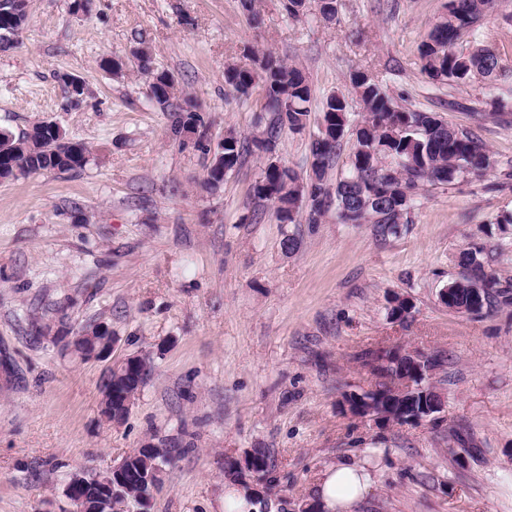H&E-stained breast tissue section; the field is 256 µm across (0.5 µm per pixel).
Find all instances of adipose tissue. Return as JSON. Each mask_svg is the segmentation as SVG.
Returning <instances> with one entry per match:
<instances>
[{
    "label": "adipose tissue",
    "mask_w": 512,
    "mask_h": 512,
    "mask_svg": "<svg viewBox=\"0 0 512 512\" xmlns=\"http://www.w3.org/2000/svg\"><path fill=\"white\" fill-rule=\"evenodd\" d=\"M371 486L372 476L364 467L345 461L324 471L315 486L314 497L322 512H349Z\"/></svg>",
    "instance_id": "obj_1"
}]
</instances>
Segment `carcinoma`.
I'll return each instance as SVG.
<instances>
[{"mask_svg":"<svg viewBox=\"0 0 512 512\" xmlns=\"http://www.w3.org/2000/svg\"><path fill=\"white\" fill-rule=\"evenodd\" d=\"M454 8L447 14V22L436 24L419 46L421 71L431 80L456 83L469 81L473 76L490 77L499 67L498 57L488 49L478 46L464 53L456 50V42L448 37V30H456L457 42L469 37L474 26L497 7V0H451ZM15 0H0V46L10 43L15 36L16 25L10 20ZM139 67L151 77L149 85L152 97L161 105L169 104L180 94L174 77L166 71L151 69V58L140 61ZM262 83L265 103L262 111L271 114L263 132L274 141L281 129H304L309 121L311 88L302 71L280 59L271 51L255 54L254 66L230 65L224 70V83L241 95H247L256 83ZM351 82L365 112L361 124H348L349 106L346 99L336 94L325 97L321 105V117L316 135L327 140H311L309 150L313 162L310 173L300 191H288L279 198L281 206L276 216L283 224L294 222L296 209L308 207V223L317 224L330 209L345 224H372L378 236L386 237L397 231L400 225L412 223L411 214L419 185H448L460 178L481 176L488 168V149L474 135L464 129L448 125L431 112H420L398 105L381 87L364 72L356 70ZM174 125L175 135L187 142L201 141V118L197 105L191 101L177 108ZM353 140L345 169L328 184V170L344 149L345 139ZM259 149L256 138L233 134L224 141V170L208 171L207 183L217 187L224 176L242 165L247 157ZM89 148L67 137L62 129L56 132L35 124L20 136L0 130V178L13 179L19 175L44 171H68L83 167L88 161ZM299 180L289 169L272 165L265 168L262 178L253 187L254 196L263 201L272 200L281 192L285 181ZM481 250L467 251L461 257L464 269L462 280L453 283V306L470 309L473 305L470 288L480 286L485 293L480 308L491 305L492 299L503 294L502 284L489 274L480 260ZM67 314L58 307L54 323H46L43 317L31 319L34 340L48 341L56 346L63 339L62 326ZM87 338L74 344V354L85 356L97 347H107L117 340L99 324L81 328ZM135 357L127 365L112 367V375L105 385L113 391L131 398L135 386L131 377ZM129 408L124 400L106 403L101 414L106 421L119 424ZM164 455L159 456L136 449L124 457L116 467L120 475L132 485L115 487L111 499L100 498V487L111 476V471L88 476L83 495L88 512H135L146 508L163 483V472L172 462L173 449L162 443ZM265 484L270 489L276 485L270 477L269 457L263 448L245 452Z\"/></svg>","mask_w":512,"mask_h":512,"instance_id":"1","label":"carcinoma"}]
</instances>
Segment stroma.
I'll use <instances>...</instances> for the list:
<instances>
[{"label": "stroma", "mask_w": 512, "mask_h": 512, "mask_svg": "<svg viewBox=\"0 0 512 512\" xmlns=\"http://www.w3.org/2000/svg\"><path fill=\"white\" fill-rule=\"evenodd\" d=\"M448 0H337L325 21L315 0L288 17L283 0H28V20L0 50V130L21 135L57 123L89 150L85 167L0 182V346L21 376L0 383V512H66L71 475L110 469L148 439L185 442L163 475L151 512H225L224 459L268 449L275 496L258 512H300L320 472L361 461L375 484L356 512H512V304L478 315L439 300L482 251L512 287V0L478 26L473 45L495 50V77L429 80L418 48ZM173 75L202 117V146L173 133L176 114L149 96L133 52ZM270 50L299 67L312 90L311 122L282 129L272 154L255 152L218 189L205 179L226 131L256 132L262 91L241 96L227 65ZM126 60L119 75L107 58ZM362 70L405 107L472 130L491 153L480 179L424 185L410 224L382 238L369 224L320 223L299 211L279 223L253 196L266 165L307 178L323 99L362 106L350 81ZM82 79L72 101L63 76ZM298 245L288 250L285 237ZM409 317L390 318L395 297ZM65 306L80 329L117 336L106 361L36 343L28 319ZM401 345L444 358L434 382L440 419L381 426L341 408L373 386L363 364ZM154 358L126 420L105 422L101 384L113 362Z\"/></svg>", "instance_id": "obj_1"}]
</instances>
